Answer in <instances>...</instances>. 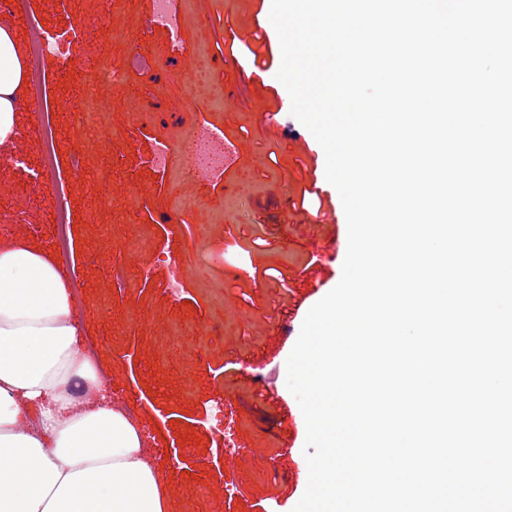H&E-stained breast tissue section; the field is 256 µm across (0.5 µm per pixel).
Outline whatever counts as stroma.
<instances>
[{
	"label": "stroma",
	"instance_id": "1",
	"mask_svg": "<svg viewBox=\"0 0 512 512\" xmlns=\"http://www.w3.org/2000/svg\"><path fill=\"white\" fill-rule=\"evenodd\" d=\"M271 0H181L182 40L151 27L153 0H21L7 20L20 44L28 18L77 32L75 61L48 75L57 161L73 227L67 280L82 284L72 316L96 344L110 397L136 408L171 512H293L308 483L306 425L286 386V362L309 309L339 282L341 261L319 249L346 241L325 153L291 114ZM139 52L149 71H128ZM260 110L243 107L253 83ZM16 154L29 165L42 135L17 106ZM272 112L277 133L266 131ZM224 131L231 159L221 189L185 178L179 156L158 171L160 143L192 120ZM81 156L78 170L68 168ZM319 185L301 201L302 189ZM51 186L32 187L0 162V226L54 250ZM24 210L17 220L16 210ZM124 259L121 281L109 258ZM186 272L194 304L171 295L167 260ZM275 268L283 282L253 277ZM230 429L225 459L211 429ZM229 492L217 496V482Z\"/></svg>",
	"mask_w": 512,
	"mask_h": 512
}]
</instances>
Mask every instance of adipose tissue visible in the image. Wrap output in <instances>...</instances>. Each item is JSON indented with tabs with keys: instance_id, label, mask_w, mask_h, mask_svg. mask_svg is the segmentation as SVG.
I'll return each instance as SVG.
<instances>
[{
	"instance_id": "obj_1",
	"label": "adipose tissue",
	"mask_w": 512,
	"mask_h": 512,
	"mask_svg": "<svg viewBox=\"0 0 512 512\" xmlns=\"http://www.w3.org/2000/svg\"><path fill=\"white\" fill-rule=\"evenodd\" d=\"M25 63L0 26V152L16 133ZM56 262L0 244V512H168L137 424L99 389Z\"/></svg>"
}]
</instances>
